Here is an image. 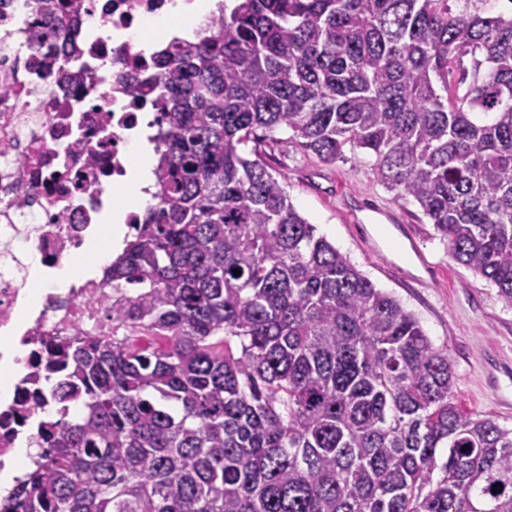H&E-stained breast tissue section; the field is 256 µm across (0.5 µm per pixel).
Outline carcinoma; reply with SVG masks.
<instances>
[{"label":"carcinoma","mask_w":512,"mask_h":512,"mask_svg":"<svg viewBox=\"0 0 512 512\" xmlns=\"http://www.w3.org/2000/svg\"><path fill=\"white\" fill-rule=\"evenodd\" d=\"M477 2L235 0L155 51L157 192L104 269L125 334L48 347L0 512H512V428L461 411L448 351L260 149L362 154L512 307V14Z\"/></svg>","instance_id":"carcinoma-1"}]
</instances>
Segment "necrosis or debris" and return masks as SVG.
Here are the masks:
<instances>
[{
    "label": "necrosis or debris",
    "instance_id": "necrosis-or-debris-1",
    "mask_svg": "<svg viewBox=\"0 0 512 512\" xmlns=\"http://www.w3.org/2000/svg\"><path fill=\"white\" fill-rule=\"evenodd\" d=\"M169 0H68L73 60L32 22L40 0H0V338L27 351L11 398L0 401V470L30 440L50 393L37 378L50 342L112 335V290L101 277L45 289L27 307L29 245L45 271L95 240L127 173L125 145L149 104L132 91L154 72L140 41Z\"/></svg>",
    "mask_w": 512,
    "mask_h": 512
}]
</instances>
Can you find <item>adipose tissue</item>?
<instances>
[{
  "mask_svg": "<svg viewBox=\"0 0 512 512\" xmlns=\"http://www.w3.org/2000/svg\"><path fill=\"white\" fill-rule=\"evenodd\" d=\"M150 114H143L138 129L129 136L125 147L128 158L127 182L129 189L125 195L124 207L128 210H140L151 199L153 147L148 141ZM111 256L110 248H92L89 256L66 263L54 276H46L38 256L28 254L27 264L31 284L35 290L51 286L52 282L67 281L76 277L94 274L100 265Z\"/></svg>",
  "mask_w": 512,
  "mask_h": 512,
  "instance_id": "1",
  "label": "adipose tissue"
}]
</instances>
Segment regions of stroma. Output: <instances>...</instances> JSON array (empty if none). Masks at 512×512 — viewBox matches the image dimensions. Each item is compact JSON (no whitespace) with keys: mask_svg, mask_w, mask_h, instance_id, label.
Returning <instances> with one entry per match:
<instances>
[{"mask_svg":"<svg viewBox=\"0 0 512 512\" xmlns=\"http://www.w3.org/2000/svg\"><path fill=\"white\" fill-rule=\"evenodd\" d=\"M263 158L318 235L419 320L454 368L467 412L512 427V308L495 286L455 262L417 204L388 192L363 155L322 162L292 144L265 141Z\"/></svg>","mask_w":512,"mask_h":512,"instance_id":"1","label":"stroma"}]
</instances>
